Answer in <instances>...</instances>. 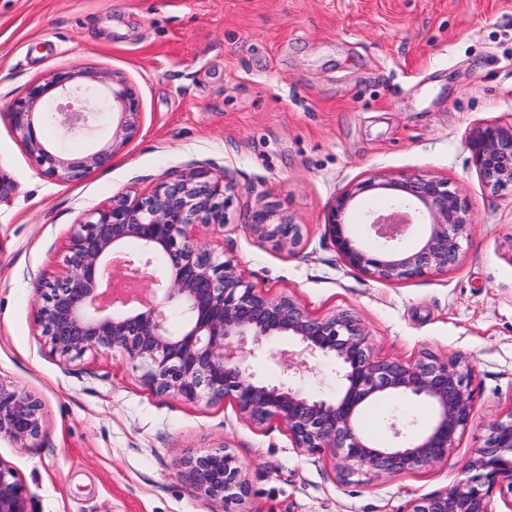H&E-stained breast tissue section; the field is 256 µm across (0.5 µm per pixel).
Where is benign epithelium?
<instances>
[{"label":"benign epithelium","instance_id":"benign-epithelium-1","mask_svg":"<svg viewBox=\"0 0 512 512\" xmlns=\"http://www.w3.org/2000/svg\"><path fill=\"white\" fill-rule=\"evenodd\" d=\"M102 114L111 123L104 142L96 134ZM7 116L36 168L62 181L107 165L140 125L138 94L125 77L81 68L33 83ZM44 124L89 145L81 152L50 145ZM468 142L485 189L496 194L511 187L512 126H478ZM362 195L380 201L365 213V242L349 221ZM229 200L223 178L200 169L163 179L141 196L119 193L82 214L65 271L42 280L46 293L35 320L51 352L64 365L92 350L119 352L156 394L230 400L254 424L285 425L295 447L331 452L348 475H398L448 456L471 418L472 366L434 355L413 362L381 359L352 313L315 316L287 295L254 288L234 261L198 240L199 227L226 224ZM473 226L466 195L446 180L412 175L357 183L335 199L325 224L345 265L385 282L448 271ZM246 227L279 251L294 253L303 243L302 225L272 205L253 210ZM278 337L296 341L299 352L267 347ZM259 352L281 367L278 380L256 378L251 359ZM322 357L340 368L334 397L296 383L309 360ZM385 396L424 402L431 416L409 438L392 419V441L380 447L360 419ZM41 434L39 401L0 382V439L25 444ZM181 467L180 476L214 504L213 512H239L250 494L244 465L226 446L188 457ZM466 471L471 476L443 494L411 502L407 512H495L493 494L512 492V413L489 423ZM30 505L26 486L0 460V512H31Z\"/></svg>","mask_w":512,"mask_h":512}]
</instances>
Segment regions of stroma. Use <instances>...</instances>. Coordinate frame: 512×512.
Returning a JSON list of instances; mask_svg holds the SVG:
<instances>
[{
	"label": "stroma",
	"mask_w": 512,
	"mask_h": 512,
	"mask_svg": "<svg viewBox=\"0 0 512 512\" xmlns=\"http://www.w3.org/2000/svg\"><path fill=\"white\" fill-rule=\"evenodd\" d=\"M122 73L140 128L74 182L36 169L6 113L59 69ZM512 124V0H0V382L42 405V434L0 439L33 512H212L180 477L223 446L244 463V512H406L465 479L487 424L512 413V187L485 190L467 145ZM192 169L223 176L225 226L202 229L270 296L314 315L347 310L378 357L457 356L475 368L471 419L447 457L412 472L347 476L230 402L159 396L121 355L61 365L34 311L41 272L61 273L80 216ZM381 173L436 177L466 194L475 227L448 272L383 282L346 266L326 234L334 199ZM302 224V250L251 235L253 209ZM422 429L424 403L386 399L362 420L386 444L391 417Z\"/></svg>",
	"instance_id": "1"
}]
</instances>
